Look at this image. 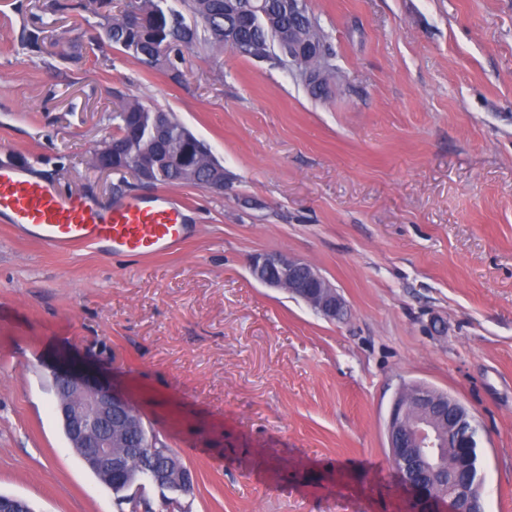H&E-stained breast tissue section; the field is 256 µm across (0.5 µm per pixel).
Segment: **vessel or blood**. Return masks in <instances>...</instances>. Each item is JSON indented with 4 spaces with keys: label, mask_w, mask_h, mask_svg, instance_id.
Wrapping results in <instances>:
<instances>
[{
    "label": "vessel or blood",
    "mask_w": 512,
    "mask_h": 512,
    "mask_svg": "<svg viewBox=\"0 0 512 512\" xmlns=\"http://www.w3.org/2000/svg\"><path fill=\"white\" fill-rule=\"evenodd\" d=\"M23 235L56 249L94 246L115 255H146L181 245L187 226L181 207L165 194L103 206L61 193L24 168L0 164V216Z\"/></svg>",
    "instance_id": "1"
}]
</instances>
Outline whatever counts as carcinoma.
<instances>
[{
	"mask_svg": "<svg viewBox=\"0 0 512 512\" xmlns=\"http://www.w3.org/2000/svg\"><path fill=\"white\" fill-rule=\"evenodd\" d=\"M107 20L105 37L116 48L143 65L179 80L182 49L196 44L218 46L259 62L291 72L310 94L322 98L331 93L336 76V51L320 20L308 6L288 11V0H129L119 13H112V0H101ZM192 22H187V19ZM308 47L302 58L288 59V40ZM325 72L324 84L314 85L304 73ZM158 108L138 99L122 98L112 108L114 143L131 144L137 157L152 163L158 185L204 184L209 170L199 156L207 145L199 140L188 149L189 161L177 157L188 129L168 116V139L155 138L150 118ZM184 466L169 447L155 443L140 454L128 456L132 472L159 466L169 460Z\"/></svg>",
	"mask_w": 512,
	"mask_h": 512,
	"instance_id": "cac0c4a2",
	"label": "carcinoma"
}]
</instances>
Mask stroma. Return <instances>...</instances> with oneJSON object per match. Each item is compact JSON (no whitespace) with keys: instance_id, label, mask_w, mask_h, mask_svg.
<instances>
[{"instance_id":"35a3bbf8","label":"stroma","mask_w":512,"mask_h":512,"mask_svg":"<svg viewBox=\"0 0 512 512\" xmlns=\"http://www.w3.org/2000/svg\"><path fill=\"white\" fill-rule=\"evenodd\" d=\"M338 85L313 98L204 45L173 81L92 48L106 22L0 0V161L109 205L164 189L89 165L116 96L175 113L224 193L171 186L170 254L58 250L0 219V493L119 512L54 414L51 371L128 399L192 471L184 512H415L385 422L403 385L479 425L484 512H512V0H308ZM315 265L328 321L250 274Z\"/></svg>"}]
</instances>
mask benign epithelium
Listing matches in <instances>:
<instances>
[{"label":"benign epithelium","mask_w":512,"mask_h":512,"mask_svg":"<svg viewBox=\"0 0 512 512\" xmlns=\"http://www.w3.org/2000/svg\"><path fill=\"white\" fill-rule=\"evenodd\" d=\"M119 151L111 142L93 149L95 170L101 174L128 172L144 183L153 182L149 165L138 160L115 165ZM204 189L224 193V168L209 165ZM252 276L261 284L282 289L299 298L312 311L333 321L345 312V301L337 289L314 265L280 253H259L250 259ZM55 411L73 448L83 449L82 461L110 484L122 487L133 483L125 457L112 453L127 448L128 437L144 431L141 416L128 401L108 385L91 382L78 370L53 375ZM388 448L394 468L418 505L438 503L435 482L446 465L443 448H466L470 473L478 470L479 425L474 414L450 395L424 384L404 385L395 395L386 422ZM150 485L175 498L194 486L189 470L170 473L161 466L148 469L138 485ZM0 512H35L25 500L0 494ZM448 512H483L470 484H463L448 499Z\"/></svg>","instance_id":"7a95c632"}]
</instances>
